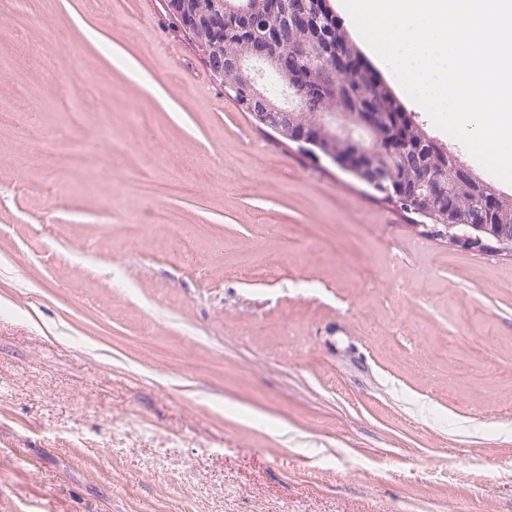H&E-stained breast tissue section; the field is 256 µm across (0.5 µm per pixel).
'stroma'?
I'll return each instance as SVG.
<instances>
[{
    "label": "stroma",
    "mask_w": 512,
    "mask_h": 512,
    "mask_svg": "<svg viewBox=\"0 0 512 512\" xmlns=\"http://www.w3.org/2000/svg\"><path fill=\"white\" fill-rule=\"evenodd\" d=\"M20 101L0 512H512V257L261 132L166 0H0Z\"/></svg>",
    "instance_id": "obj_1"
}]
</instances>
